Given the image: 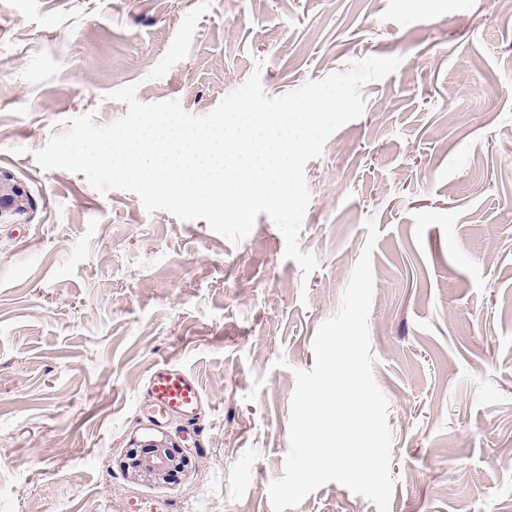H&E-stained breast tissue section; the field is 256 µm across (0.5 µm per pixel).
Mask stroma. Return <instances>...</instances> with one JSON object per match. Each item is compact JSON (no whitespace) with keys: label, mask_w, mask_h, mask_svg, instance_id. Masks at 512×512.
Here are the masks:
<instances>
[{"label":"stroma","mask_w":512,"mask_h":512,"mask_svg":"<svg viewBox=\"0 0 512 512\" xmlns=\"http://www.w3.org/2000/svg\"><path fill=\"white\" fill-rule=\"evenodd\" d=\"M367 56L361 117L305 178L302 280L267 215L231 244L205 220L32 157L62 120L123 117L108 92L211 112L264 65L277 97ZM0 170L35 202L0 224V512H271L294 372L366 241L375 381L390 404V512L512 505V10L504 0H0ZM193 372L211 408L168 486L119 461L177 421L141 413L159 365ZM296 512H377L328 483Z\"/></svg>","instance_id":"35a3bbf8"}]
</instances>
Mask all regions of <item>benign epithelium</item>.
I'll return each mask as SVG.
<instances>
[{"mask_svg":"<svg viewBox=\"0 0 512 512\" xmlns=\"http://www.w3.org/2000/svg\"><path fill=\"white\" fill-rule=\"evenodd\" d=\"M32 200L25 187L8 174H0V220L31 209ZM132 480L157 485L171 483L188 466L187 457L166 438L145 441L142 449L128 452L120 462Z\"/></svg>","mask_w":512,"mask_h":512,"instance_id":"7a95c632","label":"benign epithelium"}]
</instances>
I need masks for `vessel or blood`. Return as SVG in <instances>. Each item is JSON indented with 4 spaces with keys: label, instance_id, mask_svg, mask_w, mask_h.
I'll use <instances>...</instances> for the list:
<instances>
[{
    "label": "vessel or blood",
    "instance_id": "1",
    "mask_svg": "<svg viewBox=\"0 0 512 512\" xmlns=\"http://www.w3.org/2000/svg\"><path fill=\"white\" fill-rule=\"evenodd\" d=\"M149 404L144 416L154 422L175 419L186 432H194L198 421L210 406L198 379L184 368L161 365L147 380Z\"/></svg>",
    "mask_w": 512,
    "mask_h": 512
}]
</instances>
